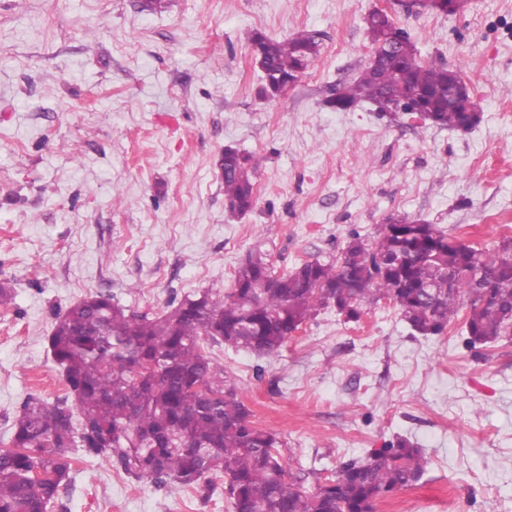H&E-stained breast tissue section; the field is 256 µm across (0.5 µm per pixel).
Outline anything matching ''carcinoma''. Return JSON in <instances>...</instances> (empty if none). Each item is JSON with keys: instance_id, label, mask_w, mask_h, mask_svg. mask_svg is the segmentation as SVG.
Wrapping results in <instances>:
<instances>
[{"instance_id": "1", "label": "carcinoma", "mask_w": 512, "mask_h": 512, "mask_svg": "<svg viewBox=\"0 0 512 512\" xmlns=\"http://www.w3.org/2000/svg\"><path fill=\"white\" fill-rule=\"evenodd\" d=\"M365 23L377 58L331 94L329 107L369 103L390 112L414 104L441 128L475 126V103L455 71L420 61L390 16L372 12ZM251 42L262 62L261 92L271 97L305 73L321 47L312 31L283 40L255 32ZM257 169L250 154L224 153L225 211L242 216L253 209ZM382 298L424 337L441 335L468 299L467 347L511 341L512 238L483 251L434 224L392 218L374 243L355 232L340 257L306 261L276 277L250 254L230 292L187 296L155 318L107 294L84 298L48 336L68 396L52 403L28 397L13 424L12 448L0 450V512H47L69 480L73 446L133 481H168L203 502L211 476L222 473L232 512H374L378 499L426 475L420 449L399 438L340 463L333 478L308 490L309 473L287 469L278 434L253 425L239 387L205 346L266 359L321 310L333 306L356 322Z\"/></svg>"}]
</instances>
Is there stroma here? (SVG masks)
<instances>
[{"instance_id":"stroma-1","label":"stroma","mask_w":512,"mask_h":512,"mask_svg":"<svg viewBox=\"0 0 512 512\" xmlns=\"http://www.w3.org/2000/svg\"><path fill=\"white\" fill-rule=\"evenodd\" d=\"M382 5L422 61L460 69L471 130L326 105L367 64L365 18ZM256 30L322 39L275 97L260 93ZM228 147L260 161L241 218L224 210ZM396 215L483 249L512 236V0L449 14L397 0H0V450L26 397L65 395L47 338L86 296L160 315L230 291L250 252L287 272ZM468 313L424 338L384 300L355 322L328 308L276 357L207 353L291 469L328 478L402 436L427 473L376 512H512V341L464 347ZM69 456L48 512H230L223 476L202 504Z\"/></svg>"}]
</instances>
